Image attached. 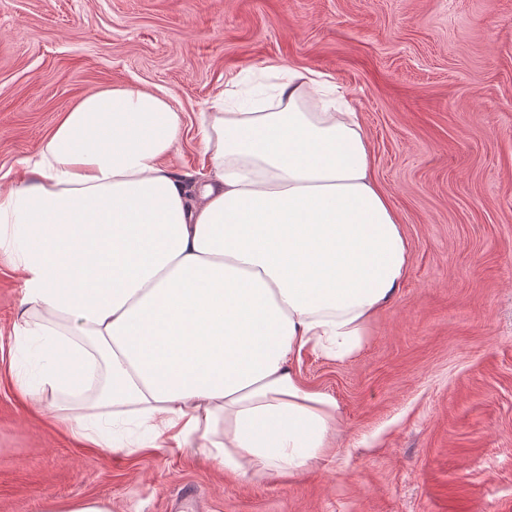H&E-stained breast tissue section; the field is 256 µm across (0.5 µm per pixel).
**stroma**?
I'll use <instances>...</instances> for the list:
<instances>
[{
    "label": "stroma",
    "mask_w": 512,
    "mask_h": 512,
    "mask_svg": "<svg viewBox=\"0 0 512 512\" xmlns=\"http://www.w3.org/2000/svg\"><path fill=\"white\" fill-rule=\"evenodd\" d=\"M282 68L331 76L359 112L411 253L357 356L297 366L341 408L331 450L288 478L195 447L77 446L16 393L32 350L0 250V512H163L185 483L206 512H512V0H0V184L118 85L171 95L167 165L201 181L203 111ZM52 512H112V503L97 498H83L69 503L54 505Z\"/></svg>",
    "instance_id": "1"
}]
</instances>
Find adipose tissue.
Here are the masks:
<instances>
[{
    "instance_id": "obj_1",
    "label": "adipose tissue",
    "mask_w": 512,
    "mask_h": 512,
    "mask_svg": "<svg viewBox=\"0 0 512 512\" xmlns=\"http://www.w3.org/2000/svg\"><path fill=\"white\" fill-rule=\"evenodd\" d=\"M291 70L268 104L214 111L208 177L164 163L183 131L167 95L113 86L63 113L24 178L0 191V249L22 278L16 341L48 362L26 403L71 437L137 419L145 447L200 443L247 475H293L340 424L304 385L308 351L345 360L409 264L357 112Z\"/></svg>"
}]
</instances>
